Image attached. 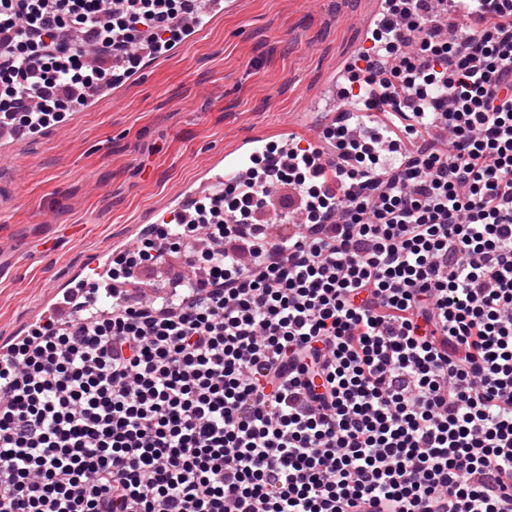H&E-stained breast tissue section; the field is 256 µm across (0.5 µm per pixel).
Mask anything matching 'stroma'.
Segmentation results:
<instances>
[{
  "label": "stroma",
  "instance_id": "1",
  "mask_svg": "<svg viewBox=\"0 0 512 512\" xmlns=\"http://www.w3.org/2000/svg\"><path fill=\"white\" fill-rule=\"evenodd\" d=\"M380 0H237L108 98L0 149V343L253 137L308 128Z\"/></svg>",
  "mask_w": 512,
  "mask_h": 512
}]
</instances>
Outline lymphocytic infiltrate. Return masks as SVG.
<instances>
[{"label":"lymphocytic infiltrate","instance_id":"1","mask_svg":"<svg viewBox=\"0 0 512 512\" xmlns=\"http://www.w3.org/2000/svg\"><path fill=\"white\" fill-rule=\"evenodd\" d=\"M193 12L0 0V119L63 122ZM369 39L374 125L255 160L11 341L0 512H512V0H384ZM189 237L195 276L121 290Z\"/></svg>","mask_w":512,"mask_h":512}]
</instances>
